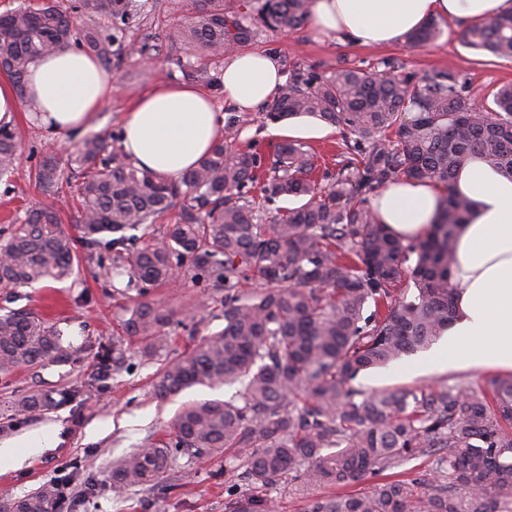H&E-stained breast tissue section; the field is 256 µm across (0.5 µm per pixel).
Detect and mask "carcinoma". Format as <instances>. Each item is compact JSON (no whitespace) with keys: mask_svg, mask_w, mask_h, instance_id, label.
Masks as SVG:
<instances>
[{"mask_svg":"<svg viewBox=\"0 0 512 512\" xmlns=\"http://www.w3.org/2000/svg\"><path fill=\"white\" fill-rule=\"evenodd\" d=\"M139 0H82L69 9L55 0L21 2L0 15V71L23 90L40 55L81 45L108 67L132 56L127 29ZM311 0H247L242 12L224 0H190L187 23L170 39L189 51L175 64L184 76L224 91L208 61L251 44L261 31L287 34L305 26ZM431 20L406 36L409 47L436 40ZM478 52L512 59V14L461 32ZM391 58L373 65L344 63L326 74L293 66L266 106V121L308 116L341 134V152L327 184L314 177L313 156L294 140L281 143L261 199L304 197L272 224L260 223L251 195L262 157L253 147L220 140L178 182L135 167L122 140L89 136L66 172L47 158L35 172L39 188L58 197L81 179L80 222L90 248L112 234L130 277L168 285L175 265L224 284V327L169 360L154 385L159 398L194 385L239 384L224 402L184 405L172 439L139 448L117 462L122 487L158 485L179 455L224 453L261 488L293 475L305 495L303 512H512V375H496L477 392L460 385L404 388L366 395L352 382L366 370L430 348L455 316L452 270L455 229L474 202L456 191L455 176L478 160L512 176V84L494 87L492 104L476 103L469 79L437 70L417 81ZM20 149L16 128L0 125V176ZM402 180L442 186L439 217L423 238L405 241L379 222L370 197ZM181 204L179 220L153 243L126 234L154 224ZM75 241L53 207L33 209L0 238V285L24 287L74 270ZM262 289L241 290L244 279ZM416 289L407 299L408 288ZM174 313L150 301L134 304L124 332L144 356L165 351ZM57 332L29 311L0 314V375L53 360ZM31 395L19 415L49 407ZM437 448L431 474L399 480L379 475ZM357 492L343 489L366 477ZM229 512H270L258 494ZM0 512H55V489L43 485L20 498L0 499Z\"/></svg>","mask_w":512,"mask_h":512,"instance_id":"carcinoma-1","label":"carcinoma"}]
</instances>
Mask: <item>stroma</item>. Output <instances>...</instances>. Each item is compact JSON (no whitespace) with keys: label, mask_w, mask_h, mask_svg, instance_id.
<instances>
[{"label":"stroma","mask_w":512,"mask_h":512,"mask_svg":"<svg viewBox=\"0 0 512 512\" xmlns=\"http://www.w3.org/2000/svg\"><path fill=\"white\" fill-rule=\"evenodd\" d=\"M181 15L171 0H145V6L131 23L127 38L133 43L157 45L158 55L132 57L112 75L117 87L112 99L96 113L91 133L118 134L130 105L162 82L173 60L184 57L180 44L169 37ZM441 36L434 42L410 49L398 44L388 47H362L333 37L316 36L310 28L291 34L263 32L253 47L276 53L282 65L300 63L331 72L345 62L397 58L407 71L422 78L436 70H455L468 75L472 94L483 98L492 86L512 82V61L476 54L461 41L451 22L440 21ZM222 103L224 132L239 145L255 146L264 160H271L279 137L260 126L256 114L237 112ZM14 125L21 139V152L11 176L0 179V232L8 233L11 224L23 219L26 211L46 205L57 209L63 230L81 238L79 215L74 196L53 198L35 186L32 172L46 157L67 165L79 139L73 135L53 136L18 114ZM282 128L307 127L317 134L304 143L321 165L334 162L340 134L337 128L312 118L282 121ZM118 248L99 244L76 249L73 274L64 280H47L30 287L0 286V307L22 309L42 317L58 333L62 352L58 359L20 368L5 380L0 379V448L18 444L28 433L45 429L52 434V445L39 455L16 453L0 463V499L16 498L50 483L63 463H70V477L79 492L72 512H228L230 498L255 494L254 485L240 472L224 469L223 454L208 458L179 457L157 487L150 491L121 490L110 476L113 463L139 448L169 441L171 426L181 405L193 401L230 398V387L194 386L161 400L153 387L166 359L191 348L203 336L224 326L222 284L195 280L191 270H183L179 280L147 292L129 286L127 275L118 273ZM162 302L175 315L192 310L196 326L177 328L166 355L146 358L140 342L123 335L122 326L140 299ZM116 344L120 360L106 380H97L96 355L103 345ZM427 352L406 358L384 368L362 372L354 385L364 393L405 387H436L444 383L471 389L484 388L489 372L466 369L439 371L429 367L419 372V361ZM74 390L75 400L61 403V391ZM31 393L55 397L47 410L18 421L13 417L17 399Z\"/></svg>","instance_id":"35a3bbf8"}]
</instances>
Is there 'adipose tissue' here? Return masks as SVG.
<instances>
[{"label": "adipose tissue", "instance_id": "1", "mask_svg": "<svg viewBox=\"0 0 512 512\" xmlns=\"http://www.w3.org/2000/svg\"><path fill=\"white\" fill-rule=\"evenodd\" d=\"M512 13V0H312L310 28L361 46H393L430 19L463 29ZM224 100L255 112L284 81L278 56L236 50L226 55ZM116 90L111 71L78 47L39 57L26 76V94L0 82V123L26 113L54 134L86 131ZM224 116L204 90L160 83L135 101L122 125L123 147L140 169L180 180L223 136ZM475 203L457 230L452 281L457 318L434 349L440 368L512 373V177L468 162L455 183ZM441 191L414 180L390 184L373 200L381 223L397 236L420 238L431 228Z\"/></svg>", "mask_w": 512, "mask_h": 512}]
</instances>
